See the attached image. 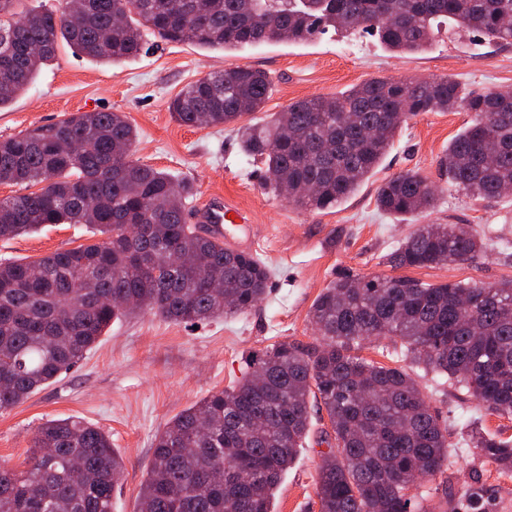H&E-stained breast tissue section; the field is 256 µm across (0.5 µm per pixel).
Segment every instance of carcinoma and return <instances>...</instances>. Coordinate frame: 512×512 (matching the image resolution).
<instances>
[{"label":"carcinoma","mask_w":512,"mask_h":512,"mask_svg":"<svg viewBox=\"0 0 512 512\" xmlns=\"http://www.w3.org/2000/svg\"><path fill=\"white\" fill-rule=\"evenodd\" d=\"M0 0V109L57 56L60 40L101 61L139 54L144 32L163 41L242 50L307 43L333 30L368 33L387 50H429L440 26L512 41V0H63L58 10H17ZM268 75L246 65L208 72L170 102L187 126H230L261 163L268 187L301 209L336 207L379 166L421 112L463 110L471 123L437 159L448 183L479 200L512 191V93L465 90L446 76L376 78L334 97L296 100L263 125ZM138 133L118 112H77L0 139V184H39L0 199V239L45 224H85L104 239L38 260L0 261V411L75 366L135 310L196 326L245 313L266 295L258 257L188 224L189 182L131 158ZM498 147L488 165L484 147ZM438 188L403 170L377 189L386 213L434 207ZM468 224H422L389 255L394 268L471 263L489 249ZM319 344L282 341L238 383L171 419L155 439L138 512H272L283 475L310 433L311 407L327 412L335 444L321 453L320 512H432L405 492L456 463L448 425L432 412L412 370L464 389L486 411L512 416V281L431 285L390 276H344L309 312ZM397 338L409 365L356 354L370 338ZM474 448L512 472V441L483 430ZM24 469L0 466V512H112L124 474L103 429L48 420Z\"/></svg>","instance_id":"obj_1"}]
</instances>
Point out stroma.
I'll return each instance as SVG.
<instances>
[{"mask_svg": "<svg viewBox=\"0 0 512 512\" xmlns=\"http://www.w3.org/2000/svg\"><path fill=\"white\" fill-rule=\"evenodd\" d=\"M145 41L138 56L113 65L61 46L55 63L0 109V139L76 112L123 113L138 132L134 159L194 183L186 219L213 196L248 214L247 223L227 227L224 243L257 256L269 267L270 279L264 299L252 310L196 328L151 313L129 315L113 323L108 336L54 383L0 413V465L14 469L29 456L36 429L48 420L77 417L108 432L125 463L112 512H136L155 436L168 421L236 384L249 359L271 345L315 343L309 310L316 297L349 273L393 275L386 257L418 225L468 224L491 248L472 263L408 268L405 276L427 284L480 286L512 280V261L496 249L497 242L512 243V196L491 202L468 198L448 186L437 169L438 157L469 121L467 112H424L409 120L359 191L336 208L306 210L265 188L264 169L242 153L235 131L186 126L168 109L187 84L233 65L265 71L271 79L262 111L250 116L254 124L293 101L332 97L374 77L448 76L469 91H512V42L489 45L471 34L444 30L427 52L400 55L384 51L373 37L332 32L310 43L242 52L169 43L150 34ZM405 169L427 176L440 192L433 209L403 221L378 208L376 190ZM91 241L85 225L49 224L0 240V260H36ZM420 385L431 409L449 424L460 457L438 478L432 505H450L452 512H512V473L486 464L467 435L475 425L512 439V416L487 414L466 391L432 377L422 378ZM328 428L326 412H313L310 434L282 478L273 512H319V438ZM465 486L476 487L477 496L459 497Z\"/></svg>", "mask_w": 512, "mask_h": 512, "instance_id": "stroma-1", "label": "stroma"}]
</instances>
